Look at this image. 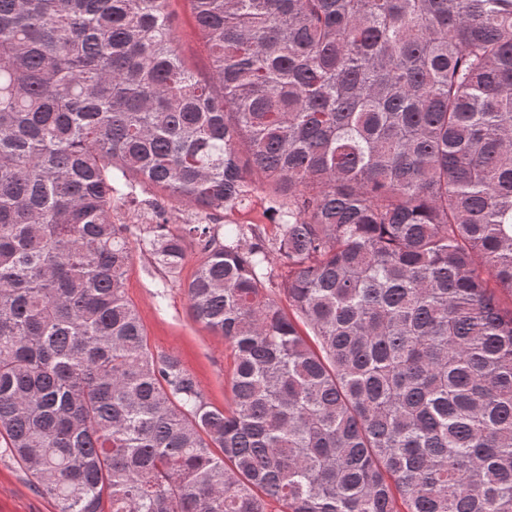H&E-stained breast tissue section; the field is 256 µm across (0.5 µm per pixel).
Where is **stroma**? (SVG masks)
Listing matches in <instances>:
<instances>
[{"mask_svg": "<svg viewBox=\"0 0 512 512\" xmlns=\"http://www.w3.org/2000/svg\"><path fill=\"white\" fill-rule=\"evenodd\" d=\"M171 10L182 55L199 77H209L210 58L182 0H173ZM188 250L190 255L177 281L171 282L152 264L148 251L134 246L126 273L127 296L141 315L151 349L180 356L196 375L209 402L221 408L226 403L225 381L233 367V355L222 337L189 315L182 284L194 273L198 255L196 245H189ZM0 512H55V503L36 489L33 477L21 465L1 458Z\"/></svg>", "mask_w": 512, "mask_h": 512, "instance_id": "35a3bbf8", "label": "stroma"}]
</instances>
